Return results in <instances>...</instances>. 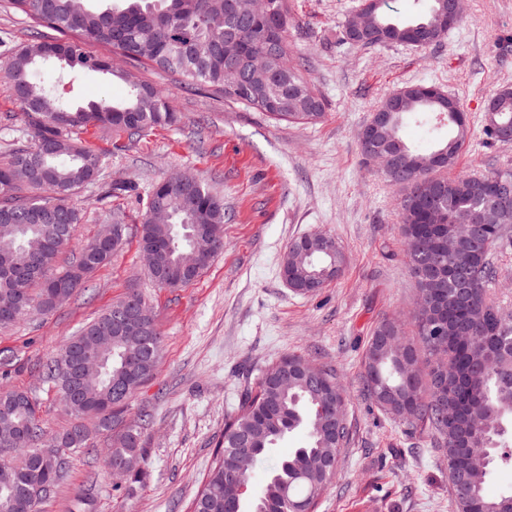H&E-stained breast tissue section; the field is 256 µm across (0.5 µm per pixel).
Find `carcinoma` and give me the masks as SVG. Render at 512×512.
Returning <instances> with one entry per match:
<instances>
[{
    "label": "carcinoma",
    "instance_id": "obj_1",
    "mask_svg": "<svg viewBox=\"0 0 512 512\" xmlns=\"http://www.w3.org/2000/svg\"><path fill=\"white\" fill-rule=\"evenodd\" d=\"M448 0H428L416 16L399 21L376 10L377 18L393 25L386 40L370 39L360 47L383 44L432 45L427 26L434 13ZM15 11L28 17L37 30L53 35H33L12 56L7 78L33 130V145L15 149L0 161V255L10 268L0 265V303L19 300L17 309L0 326L38 314L47 315L66 301L113 255L97 247V240L82 246L63 272L59 257L82 223V210L72 199L74 191L100 175L101 158L71 136L74 129L99 126L136 135L144 130L177 121L168 97L153 86L132 82L127 71L113 59L89 50L93 45L112 48L123 58L149 65L169 74L185 88L208 90L240 100V87L248 84V106L272 114L278 120L316 123L324 112L311 82L288 58V18L276 32L279 47L269 53L268 76H241L227 84L224 56L252 51L266 43L264 28L245 25L252 0H238L237 10L224 16V0H9ZM226 17L222 27L213 25ZM58 62L69 70L65 93L36 81L39 69ZM102 73L124 82L127 96L82 103L76 101L80 76ZM419 97L404 102L389 121L378 124L375 139L385 150L401 140L399 127L405 117L448 137L426 152L402 145L396 154L406 179L389 176L393 185L405 182L400 203V230L409 271L419 298L436 306H455L459 284L452 271L464 274L470 302L460 311L477 336L465 349L448 353L424 335L412 319L414 335L405 334L396 319H383L372 329L362 361L363 391L385 413L413 428L432 432L448 463L466 465L468 491L452 494L454 512H512V492L487 493L494 466L512 465V316L489 296V284L497 275L493 248L512 225V208L492 206L489 183L512 182V173H458L460 153L470 134L467 113L450 112L431 101L433 83H421ZM495 120L484 118L483 134L494 142H507L493 129V122L512 125V94L499 91ZM186 195L166 190L159 181L149 195L146 210L162 209L169 223L144 217L139 248L152 244L150 277L163 288H180L196 280L209 266L200 262L196 244L216 257L224 249V199L194 175L179 173ZM335 242L315 232L291 240L280 263L281 276L300 295L330 266L341 272L345 263L340 247L328 254L320 240ZM143 302L132 293L112 304L80 332L64 342L45 364V375L55 382L60 401L80 419L66 431L48 436L40 407L27 393L0 390V443H12L8 459L0 458V512H38L66 471L69 455L43 462L63 448L72 451L90 447V430L82 420L95 416L104 431L121 427L106 457L107 467L118 465L127 480L138 482L145 473L142 448L143 424L124 422L129 401L153 378L162 359V339L154 320L137 329L117 322L127 319L124 309ZM109 347L97 368L85 370L78 392H73L65 369L82 347L100 342ZM457 399L467 414L456 427L444 424L443 404ZM301 428L307 443L294 449L271 471L252 512H294V505L310 508L335 473L312 469L308 459L323 455L340 458L350 441L347 396L336 374L320 363L288 354L269 364L261 373L255 392L239 403L235 416L224 426L217 458L197 493L192 512H244L245 498L230 507L227 498L234 489L226 486L233 474L247 485L257 464L289 433Z\"/></svg>",
    "mask_w": 512,
    "mask_h": 512
}]
</instances>
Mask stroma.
<instances>
[{"label":"stroma","instance_id":"35a3bbf8","mask_svg":"<svg viewBox=\"0 0 512 512\" xmlns=\"http://www.w3.org/2000/svg\"><path fill=\"white\" fill-rule=\"evenodd\" d=\"M356 0H288V53L311 79L325 117L279 122L208 92H190L156 69L131 73L163 91L179 121L140 136L90 126L75 136L101 154L97 180L77 190L83 221L68 248L121 224L125 244L48 315L0 328V389L28 392L50 433L74 421L43 365L70 336L113 302L137 292L163 340L157 374L130 401L129 420L147 415L148 474L119 482L105 465L113 435L70 456L65 477L39 512H190L215 458L225 419L259 371L287 353L334 370L348 399L350 441L318 512H452L448 463L430 432L387 416L361 392L364 347L385 318L410 321L417 299L399 231L402 187L364 162L359 134L379 103L429 82L457 98L471 137L458 171L512 172V143H486L484 111L512 87V0H465L441 42L370 49L340 46ZM30 23L0 0V155L33 143L3 69L28 41ZM190 172L224 197V250L194 282L159 287L138 247L153 186ZM322 231L340 246V275L312 296L279 274L289 241Z\"/></svg>","mask_w":512,"mask_h":512}]
</instances>
